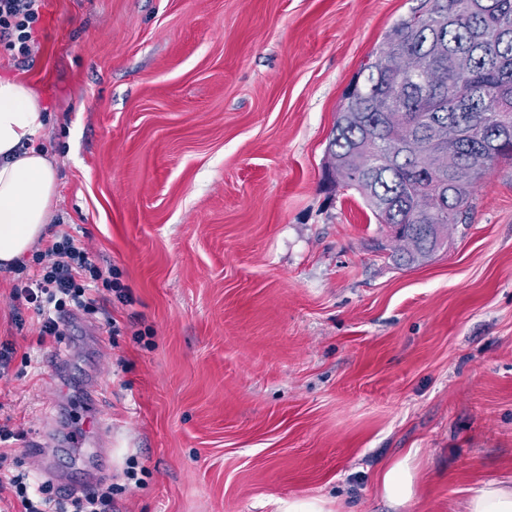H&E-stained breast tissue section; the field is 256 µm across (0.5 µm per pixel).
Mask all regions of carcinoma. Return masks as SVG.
<instances>
[{"label":"carcinoma","mask_w":512,"mask_h":512,"mask_svg":"<svg viewBox=\"0 0 512 512\" xmlns=\"http://www.w3.org/2000/svg\"><path fill=\"white\" fill-rule=\"evenodd\" d=\"M422 14L403 19L385 35L364 70V81L346 93L328 145V169L357 171V191L379 223L393 229L392 260L411 268L429 260L465 222L477 185L501 160H512V133L498 130L497 113L512 115V0H428ZM428 58L424 75L409 73L405 57ZM470 59L459 73L454 60ZM461 131L453 155L436 166L419 164L422 151L437 152L436 127ZM413 138L404 155L379 161L388 140ZM487 153L483 169L465 158Z\"/></svg>","instance_id":"1"}]
</instances>
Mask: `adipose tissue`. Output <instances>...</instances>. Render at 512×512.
Wrapping results in <instances>:
<instances>
[{
    "label": "adipose tissue",
    "instance_id": "ef3b65f1",
    "mask_svg": "<svg viewBox=\"0 0 512 512\" xmlns=\"http://www.w3.org/2000/svg\"><path fill=\"white\" fill-rule=\"evenodd\" d=\"M45 107L27 82L0 76V267H14L41 240L51 220L56 177L51 159L33 141ZM417 449L382 473L380 491L395 512L417 496ZM466 512H512V485L489 481L465 502Z\"/></svg>",
    "mask_w": 512,
    "mask_h": 512
}]
</instances>
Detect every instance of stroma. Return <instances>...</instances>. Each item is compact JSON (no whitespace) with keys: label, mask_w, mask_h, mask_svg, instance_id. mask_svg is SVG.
Segmentation results:
<instances>
[{"label":"stroma","mask_w":512,"mask_h":512,"mask_svg":"<svg viewBox=\"0 0 512 512\" xmlns=\"http://www.w3.org/2000/svg\"><path fill=\"white\" fill-rule=\"evenodd\" d=\"M425 0H43L28 62L0 76L46 108L48 235L69 233L131 304L73 313L55 348L0 269L8 462L81 428L102 382L118 512H394L380 473L418 449L405 512H464L512 480V162L466 223L397 268L362 196L325 176L336 112ZM118 332H104L106 320ZM32 356L41 364L32 369Z\"/></svg>","instance_id":"1"}]
</instances>
